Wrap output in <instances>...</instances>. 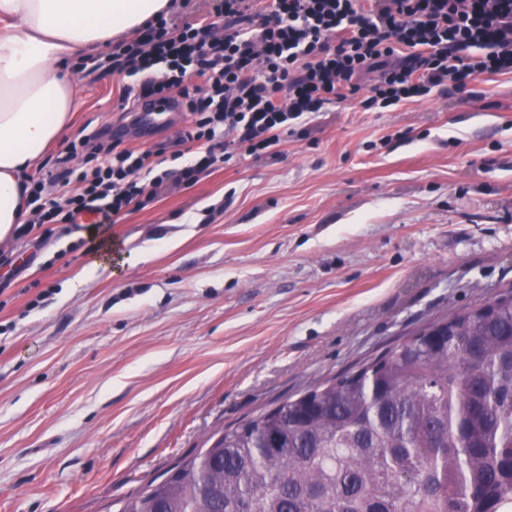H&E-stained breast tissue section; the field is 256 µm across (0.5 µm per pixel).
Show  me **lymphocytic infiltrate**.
<instances>
[{
  "label": "lymphocytic infiltrate",
  "instance_id": "lymphocytic-infiltrate-1",
  "mask_svg": "<svg viewBox=\"0 0 512 512\" xmlns=\"http://www.w3.org/2000/svg\"><path fill=\"white\" fill-rule=\"evenodd\" d=\"M100 69L139 76L121 110L175 98L194 115L191 161L163 169L151 151L92 131L32 182L31 218L16 236L89 216L115 224L233 156L278 157L291 123L331 104L391 111L512 74V0H208L206 10L159 15L75 65L83 75ZM79 154L86 166L72 165Z\"/></svg>",
  "mask_w": 512,
  "mask_h": 512
}]
</instances>
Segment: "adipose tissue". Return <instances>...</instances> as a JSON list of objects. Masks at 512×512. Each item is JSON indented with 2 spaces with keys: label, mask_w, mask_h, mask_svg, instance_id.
<instances>
[{
  "label": "adipose tissue",
  "mask_w": 512,
  "mask_h": 512,
  "mask_svg": "<svg viewBox=\"0 0 512 512\" xmlns=\"http://www.w3.org/2000/svg\"><path fill=\"white\" fill-rule=\"evenodd\" d=\"M169 0H0V241L29 211L28 172L69 127L78 100L68 63L102 50Z\"/></svg>",
  "instance_id": "1"
}]
</instances>
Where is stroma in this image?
Masks as SVG:
<instances>
[{
	"instance_id": "stroma-1",
	"label": "stroma",
	"mask_w": 512,
	"mask_h": 512,
	"mask_svg": "<svg viewBox=\"0 0 512 512\" xmlns=\"http://www.w3.org/2000/svg\"><path fill=\"white\" fill-rule=\"evenodd\" d=\"M78 108L41 164L141 130L133 76H75ZM277 159H231L118 224L37 228L0 252V512H107L215 429L357 370L428 321L512 286V75L391 112L333 104ZM124 263L93 265L103 241Z\"/></svg>"
}]
</instances>
